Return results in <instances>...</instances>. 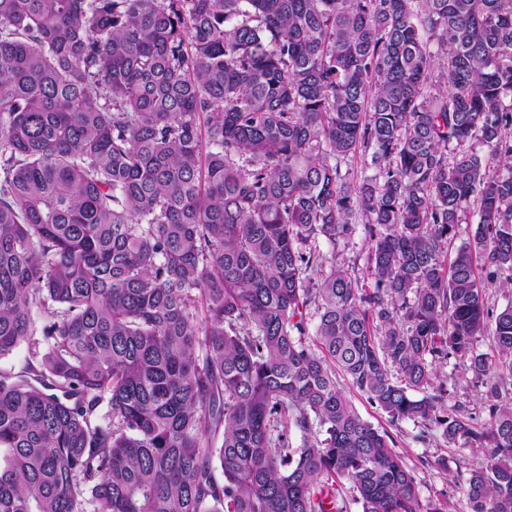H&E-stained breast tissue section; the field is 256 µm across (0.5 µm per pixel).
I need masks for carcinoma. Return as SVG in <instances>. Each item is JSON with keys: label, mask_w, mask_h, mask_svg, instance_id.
<instances>
[{"label": "carcinoma", "mask_w": 512, "mask_h": 512, "mask_svg": "<svg viewBox=\"0 0 512 512\" xmlns=\"http://www.w3.org/2000/svg\"><path fill=\"white\" fill-rule=\"evenodd\" d=\"M359 224L372 286L310 277ZM493 282L512 0H0V357L38 356L0 373V512H344L347 484L362 512H448L338 371L487 457L471 512H512ZM450 357L487 425L440 415Z\"/></svg>", "instance_id": "1"}]
</instances>
